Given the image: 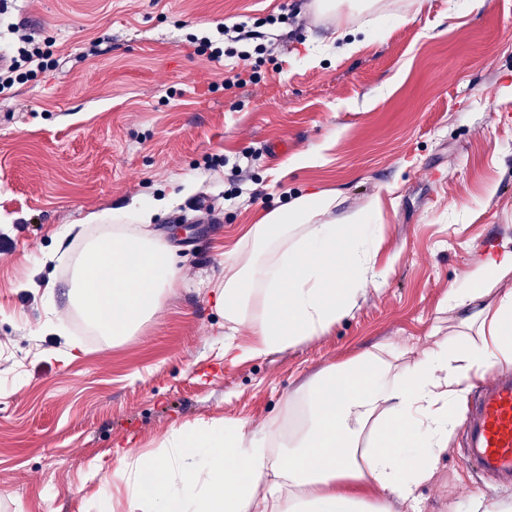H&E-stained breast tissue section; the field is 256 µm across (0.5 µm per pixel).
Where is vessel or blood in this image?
I'll return each mask as SVG.
<instances>
[{
  "mask_svg": "<svg viewBox=\"0 0 512 512\" xmlns=\"http://www.w3.org/2000/svg\"><path fill=\"white\" fill-rule=\"evenodd\" d=\"M467 455L479 469L512 484V378L494 377L472 408Z\"/></svg>",
  "mask_w": 512,
  "mask_h": 512,
  "instance_id": "vessel-or-blood-1",
  "label": "vessel or blood"
}]
</instances>
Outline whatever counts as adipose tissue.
<instances>
[{"mask_svg":"<svg viewBox=\"0 0 512 512\" xmlns=\"http://www.w3.org/2000/svg\"><path fill=\"white\" fill-rule=\"evenodd\" d=\"M160 207L113 211L73 259L65 294L108 342L139 332L178 282L171 250L148 229ZM335 207V194L304 193L248 227L224 277L208 284L225 322L253 333L246 346L226 342L225 353L257 358L324 335L388 277L375 262L376 205L340 221ZM511 275L512 252L477 265L448 297L456 335L401 372L368 351L305 381L286 399L307 411L291 435L276 422L257 433L201 419L170 431L164 462L117 456L129 512H391L392 502H414L474 380L512 364V293L476 305ZM470 330L473 347L459 341Z\"/></svg>","mask_w":512,"mask_h":512,"instance_id":"ef3b65f1","label":"adipose tissue"}]
</instances>
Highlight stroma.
Segmentation results:
<instances>
[{
  "mask_svg": "<svg viewBox=\"0 0 512 512\" xmlns=\"http://www.w3.org/2000/svg\"><path fill=\"white\" fill-rule=\"evenodd\" d=\"M312 0H0V48L50 47L47 71L0 94V512H81L113 498L115 450L157 454L197 419L283 421L289 393L363 351L420 352L444 303L491 251L512 250V0H380L360 46L331 38L348 14ZM245 25L258 83L228 89L236 58L198 41ZM318 153L316 163L303 156ZM307 191L336 217L379 200L377 266L391 272L321 336L254 359L224 354L206 289L248 225ZM168 199L155 236L181 279L135 336L108 344L61 296L71 225ZM54 314L82 343L62 359ZM465 427L419 487L416 512L511 503L465 455Z\"/></svg>",
  "mask_w": 512,
  "mask_h": 512,
  "instance_id": "stroma-1",
  "label": "stroma"
}]
</instances>
